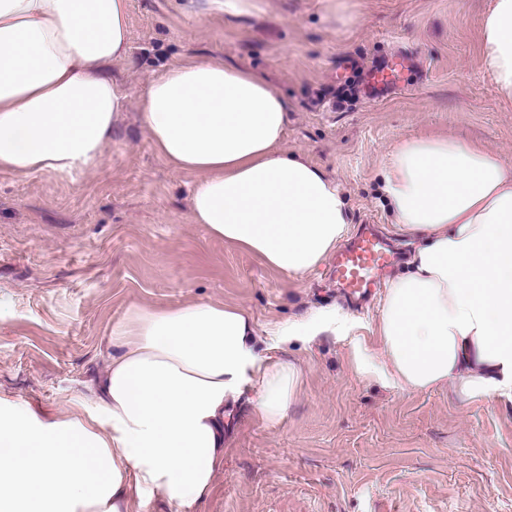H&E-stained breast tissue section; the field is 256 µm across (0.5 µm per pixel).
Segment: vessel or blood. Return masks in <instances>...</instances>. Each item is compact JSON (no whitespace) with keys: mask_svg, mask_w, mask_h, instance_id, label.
Returning a JSON list of instances; mask_svg holds the SVG:
<instances>
[{"mask_svg":"<svg viewBox=\"0 0 512 512\" xmlns=\"http://www.w3.org/2000/svg\"><path fill=\"white\" fill-rule=\"evenodd\" d=\"M403 66V57L397 56L371 71L367 87L373 98L384 97L397 88ZM390 262L391 256L382 240L368 229L348 247L336 252L329 274L347 295L363 298L377 287L381 273Z\"/></svg>","mask_w":512,"mask_h":512,"instance_id":"b4317fda","label":"vessel or blood"}]
</instances>
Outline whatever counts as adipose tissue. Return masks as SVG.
<instances>
[{"instance_id": "obj_1", "label": "adipose tissue", "mask_w": 512, "mask_h": 512, "mask_svg": "<svg viewBox=\"0 0 512 512\" xmlns=\"http://www.w3.org/2000/svg\"><path fill=\"white\" fill-rule=\"evenodd\" d=\"M130 0H0V171L71 172L101 158L123 108L107 73L129 48ZM483 67L512 101V0L482 17ZM140 123L175 169L196 174L193 223L292 277L350 231L339 186L283 148L288 102L258 73L194 58L148 83ZM381 191L415 241L379 300L389 381L450 385L465 400L512 399V167L441 133L392 149ZM119 352L91 403L41 418L0 398V512H131L160 492L192 512L224 464L228 409L247 382L279 424L303 370L255 350L243 308L134 307L112 330Z\"/></svg>"}]
</instances>
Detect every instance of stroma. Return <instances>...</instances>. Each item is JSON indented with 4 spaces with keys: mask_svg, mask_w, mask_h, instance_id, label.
Returning <instances> with one entry per match:
<instances>
[{
    "mask_svg": "<svg viewBox=\"0 0 512 512\" xmlns=\"http://www.w3.org/2000/svg\"><path fill=\"white\" fill-rule=\"evenodd\" d=\"M230 18L207 0H131L130 51L113 63L124 118L84 170L0 173V396L65 415L115 354L134 306L225 303L254 318L258 351L299 363L287 417L232 410L224 466L197 512H512V399L413 393L356 356L377 357L378 298L351 304L327 265L297 278L192 223L193 174L174 170L137 121L147 83L188 56L264 75L288 100L285 147L344 194L352 226L379 224L407 269L380 194L388 150L440 130L512 166V102L486 77L488 0H256ZM408 56L401 86L364 96L370 70ZM293 334H283L286 326Z\"/></svg>",
    "mask_w": 512,
    "mask_h": 512,
    "instance_id": "35a3bbf8",
    "label": "stroma"
}]
</instances>
